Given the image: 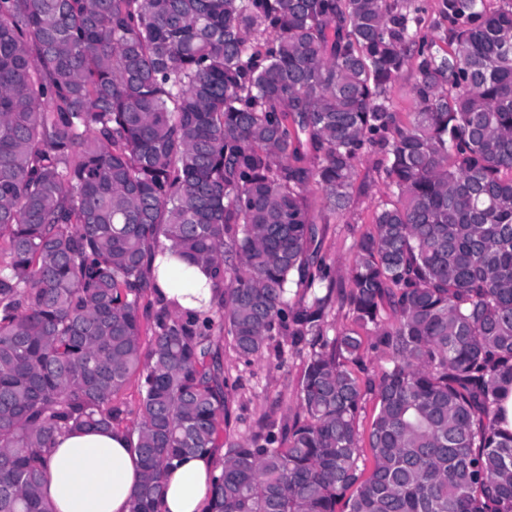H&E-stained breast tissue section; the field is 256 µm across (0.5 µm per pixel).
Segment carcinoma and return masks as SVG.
Instances as JSON below:
<instances>
[{
  "label": "carcinoma",
  "mask_w": 512,
  "mask_h": 512,
  "mask_svg": "<svg viewBox=\"0 0 512 512\" xmlns=\"http://www.w3.org/2000/svg\"><path fill=\"white\" fill-rule=\"evenodd\" d=\"M371 154L390 199L345 286L306 192L344 214ZM159 256L209 305L173 311ZM217 336L309 351L300 410L227 445L212 512H512V0H0V512H51L75 426L137 434L133 512H159L170 461L224 444ZM412 81V72L407 71L392 93L393 107L397 112H401L402 115L414 110V100L408 92L409 85ZM171 272L159 273L157 283L160 292L168 299H175L182 308L198 309L207 306L211 299V289L199 288L207 283V277L198 266L188 267L186 263L171 261ZM186 270L183 280L174 279L175 271ZM191 296L196 297L192 299Z\"/></svg>",
  "instance_id": "1"
}]
</instances>
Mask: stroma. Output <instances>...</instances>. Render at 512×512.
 <instances>
[{"mask_svg":"<svg viewBox=\"0 0 512 512\" xmlns=\"http://www.w3.org/2000/svg\"><path fill=\"white\" fill-rule=\"evenodd\" d=\"M379 161V156L372 155L358 164L349 212L329 217L322 227L321 255L338 275H345L352 264L355 241L371 231L375 206L387 192L377 173ZM307 352V347L278 337L261 357L247 364L238 360L231 345H224L225 441H244L262 418L281 423L298 411L299 382Z\"/></svg>","mask_w":512,"mask_h":512,"instance_id":"obj_1","label":"stroma"}]
</instances>
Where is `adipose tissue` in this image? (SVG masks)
I'll return each mask as SVG.
<instances>
[{"label": "adipose tissue", "instance_id": "1", "mask_svg": "<svg viewBox=\"0 0 512 512\" xmlns=\"http://www.w3.org/2000/svg\"><path fill=\"white\" fill-rule=\"evenodd\" d=\"M200 267L170 264L157 283L167 298L184 308L208 305L211 290ZM41 485L53 512H132L143 463L135 438L101 428L77 427L57 436ZM224 451L173 461L165 470L161 512H209L212 477L221 471Z\"/></svg>", "mask_w": 512, "mask_h": 512}]
</instances>
